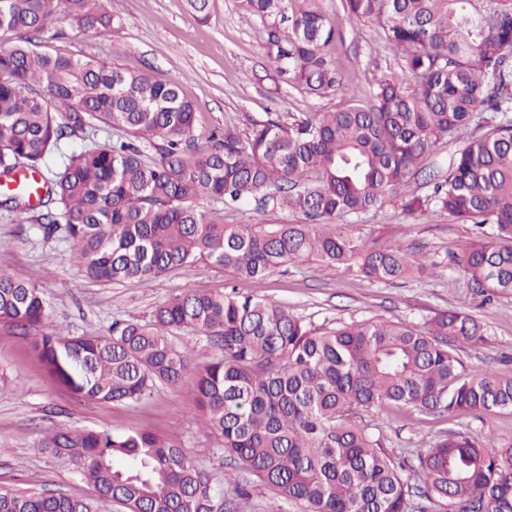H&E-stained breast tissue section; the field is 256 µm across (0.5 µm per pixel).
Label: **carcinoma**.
Wrapping results in <instances>:
<instances>
[{"label": "carcinoma", "mask_w": 512, "mask_h": 512, "mask_svg": "<svg viewBox=\"0 0 512 512\" xmlns=\"http://www.w3.org/2000/svg\"><path fill=\"white\" fill-rule=\"evenodd\" d=\"M110 0H0V174L37 172L47 184L36 221L59 231L70 260L99 282L149 280L206 261L261 280L288 263L326 269L355 264L377 282L424 273V257L355 237L338 215L381 208L420 172L424 156L472 125L448 174L409 209L433 205L480 236L455 258L467 287L483 300L512 295V0H344L347 15L374 22L401 61L382 79L373 104L357 99L288 124L267 120L246 137L230 125L198 145V115L176 83L159 82L96 59L41 49L59 17L107 35ZM265 21L288 0H243ZM335 29L315 10L269 31L276 72L318 94L336 89L325 47ZM66 121H58V113ZM97 124L118 133L65 156L60 144ZM228 208L254 200L292 209L306 224H226L198 205ZM0 207L19 223L33 211L22 189ZM43 291L0 272V322L44 332L34 350L61 385L90 399L124 404L175 384L188 347L169 336H205L220 355L196 372L197 411L236 466L302 512H512V439L450 432L416 455L394 457L361 415L385 406L429 414L512 411V372L474 374L455 348L484 341L483 325L457 310L422 327L387 320L315 329L255 295L190 290L170 296L147 323L114 321L98 336H70L50 325ZM44 447L68 460L89 497L45 490H0V512H96L110 499L127 512H247L248 490L224 500L180 442L148 430L111 433L60 427ZM414 472L412 485L404 471Z\"/></svg>", "instance_id": "cac0c4a2"}]
</instances>
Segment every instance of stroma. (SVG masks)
Returning a JSON list of instances; mask_svg holds the SVG:
<instances>
[{
  "label": "stroma",
  "instance_id": "1",
  "mask_svg": "<svg viewBox=\"0 0 512 512\" xmlns=\"http://www.w3.org/2000/svg\"><path fill=\"white\" fill-rule=\"evenodd\" d=\"M209 6V19L200 21L189 12L186 0H119L120 19L108 36H97L62 18L43 48L76 58L95 57L158 81H175L194 105L203 135L227 123L245 134L256 121L288 123L343 108L344 87L368 97L384 75L399 68L382 30L373 22L349 18L342 0H290V12L318 8L338 31L329 52L344 87L315 94L275 71L268 58V27L247 17L241 0H209ZM203 206L221 214L228 224L305 221L302 213L262 210L251 202L233 211L219 201L207 200ZM345 222L354 235L436 258L440 265L427 274L385 284L354 266L325 270L309 261L288 265L257 282L200 261L147 281L105 283L77 271L61 237H44L36 222L17 223L12 213L0 209V269L42 289L51 304L53 327L73 336L106 332L116 320L148 322L156 306L177 293L234 287L287 308L317 329L377 319L421 326L436 311L464 310L486 330L483 345L459 344L468 366L482 370L512 359V296L480 305L462 272L447 264L450 255L474 240L472 225L433 208L407 211L398 198L381 209L346 217ZM172 341L189 345L190 374L178 385H157L140 402L112 405L56 384L33 351V336L0 323V488L24 494L56 490L91 495L68 461L42 448L47 433L58 426L110 432L147 429L179 439L194 462L223 486L226 497H233V488L224 483V455L191 409L193 373L217 350L203 336L189 340L178 333ZM370 421L383 448L393 455L428 448L449 430L512 436L508 411L477 418L439 417L409 407H386L372 412Z\"/></svg>",
  "mask_w": 512,
  "mask_h": 512
}]
</instances>
